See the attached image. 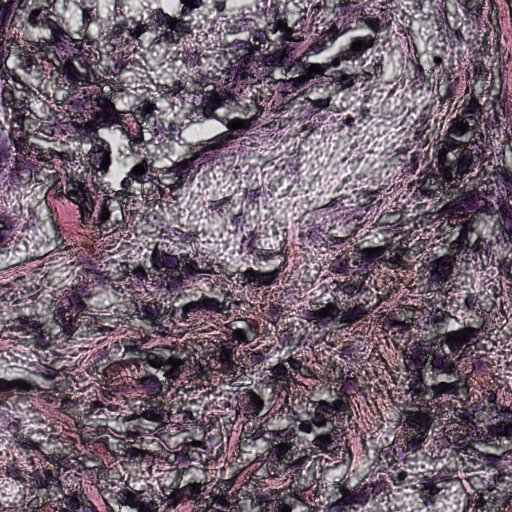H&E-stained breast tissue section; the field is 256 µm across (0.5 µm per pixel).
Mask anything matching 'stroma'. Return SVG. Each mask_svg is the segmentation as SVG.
Instances as JSON below:
<instances>
[{
	"instance_id": "1",
	"label": "stroma",
	"mask_w": 512,
	"mask_h": 512,
	"mask_svg": "<svg viewBox=\"0 0 512 512\" xmlns=\"http://www.w3.org/2000/svg\"><path fill=\"white\" fill-rule=\"evenodd\" d=\"M371 44L356 62L329 71L337 95L262 114L230 132L223 108L188 114L202 138L181 137L143 181L154 199L137 203L117 185L79 195L50 157L53 117L17 88L13 136H26L34 170L0 164V512H117L114 498L169 500L178 470L207 484L169 512H205L212 483L265 499H304L328 512L348 489L347 512H374L397 488L417 483L421 507L439 512H512V466L442 448L396 447L406 402L402 354L443 313L474 328L460 376L465 399L512 404L490 353L512 357V237L468 235L446 288L418 278L459 236L440 212L446 192L431 161L457 105L478 100L485 125L488 191L512 173V0H337ZM72 36L102 44H150L145 19L123 13L104 28L93 0H39ZM227 137L225 148L209 140ZM198 165L183 175V161ZM65 196L86 221L65 224L47 203ZM122 213L115 224L102 211ZM190 256L188 289L141 291L115 269L146 267L151 252ZM90 301L75 330L49 332L42 315L69 294ZM350 299L353 322L319 325L310 312ZM155 321H148V310ZM405 321L398 329L396 321ZM243 330L235 371L206 359ZM170 347L187 359L169 392L140 389L133 349ZM288 367L287 383L273 369ZM24 388H16V381ZM261 389L264 409L242 410ZM345 395L341 440L317 463L273 468L251 450L258 431L325 393ZM166 417L151 420L154 402ZM136 422H127V415ZM332 469L343 488L324 483ZM456 484L452 503L437 494Z\"/></svg>"
}]
</instances>
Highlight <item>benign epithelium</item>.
Segmentation results:
<instances>
[{
    "label": "benign epithelium",
    "instance_id": "1",
    "mask_svg": "<svg viewBox=\"0 0 512 512\" xmlns=\"http://www.w3.org/2000/svg\"><path fill=\"white\" fill-rule=\"evenodd\" d=\"M341 38L337 31H327L319 37L312 50L304 51L294 56L290 63L275 68L270 65L271 60L280 57L284 49L282 39L272 35L260 36L251 31L243 29H227L224 31V40L235 43H243L250 46L253 50L251 62L253 66L261 72V78L258 82L250 85L241 92H233L228 89L224 81L213 80L214 92L207 94L206 100L210 101L214 95H219L224 105V110H237L243 112H254L259 115L266 111L270 106L272 92L282 87L300 88L302 90L320 89L330 94L335 93L334 84L326 81L320 74L313 75V78L304 82L297 83V77L308 72L310 67V57L316 53L323 45H329V41ZM262 89V99L260 105L253 104L252 92L256 89ZM104 98L100 86H95L86 91L82 100L80 113L77 115L68 114V120L81 124L94 120L96 112L99 111L100 103L96 99ZM461 121L468 123V133L460 134L454 127V123ZM485 125L484 114L473 112L467 107L457 109L453 114L451 123L448 124V130L444 133L440 143L449 145L457 144V147L450 150L446 157L440 159L433 157L434 178L436 181L450 186H466V190L448 197V209L442 212L448 223L460 225L462 223L473 224L477 216L495 217L494 211L484 207L478 208L474 203L487 199L485 175L486 169L483 167V143L482 129ZM126 137V129L122 126L111 125L100 131L96 138L87 141L83 145L82 159L83 169L80 172L79 182L88 187H95L101 180L97 160L105 155L109 150L112 140L123 139ZM465 158L466 173L458 175L452 181L443 178V169L448 167V162ZM417 346L422 348L430 355H438L448 361V364L454 365L458 369L461 361L468 351L466 346H454L446 342V337L432 333L422 339ZM422 407L423 413L430 417V423L448 430V435H458L467 440L468 447L476 455H484L487 449L486 441L480 432L472 431L455 417L445 419L442 417L443 411L448 409V400H436L429 395L428 391L422 389L420 393L413 396L402 411L401 441L405 445L418 443V440L426 439L421 434L420 426L409 420L412 412V406Z\"/></svg>",
    "mask_w": 512,
    "mask_h": 512
}]
</instances>
